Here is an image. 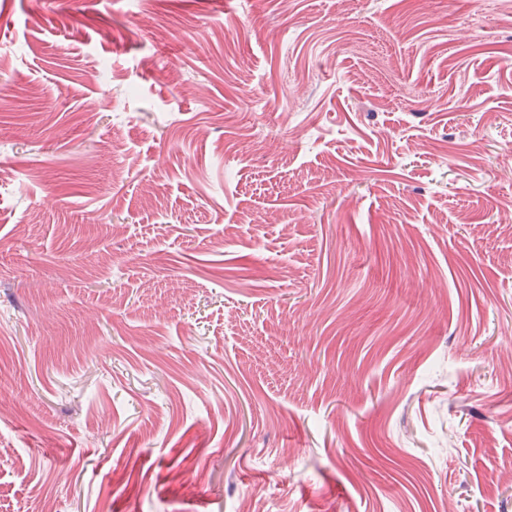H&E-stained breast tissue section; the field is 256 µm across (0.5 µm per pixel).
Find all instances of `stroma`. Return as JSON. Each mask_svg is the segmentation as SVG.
Returning <instances> with one entry per match:
<instances>
[{"label":"stroma","mask_w":512,"mask_h":512,"mask_svg":"<svg viewBox=\"0 0 512 512\" xmlns=\"http://www.w3.org/2000/svg\"><path fill=\"white\" fill-rule=\"evenodd\" d=\"M507 0H0V512H512Z\"/></svg>","instance_id":"35a3bbf8"}]
</instances>
